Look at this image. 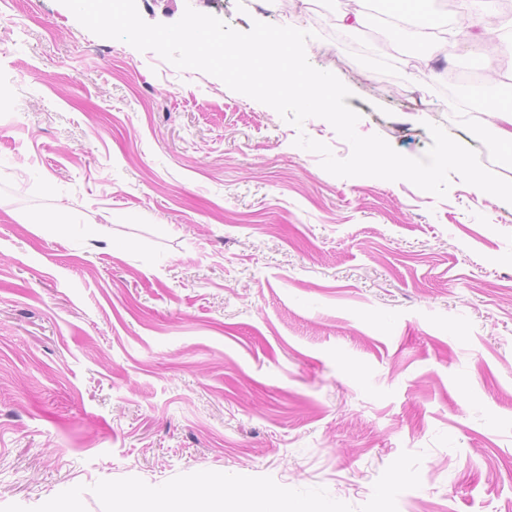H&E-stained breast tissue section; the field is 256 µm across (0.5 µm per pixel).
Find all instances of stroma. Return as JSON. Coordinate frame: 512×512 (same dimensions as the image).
<instances>
[{"label": "stroma", "mask_w": 512, "mask_h": 512, "mask_svg": "<svg viewBox=\"0 0 512 512\" xmlns=\"http://www.w3.org/2000/svg\"><path fill=\"white\" fill-rule=\"evenodd\" d=\"M246 32L313 31L359 134L422 157L434 123L512 180L497 134L421 48L353 59L347 0H136ZM485 16L453 13L438 71L471 67ZM302 127L204 72L99 37L60 0H0V507L77 485L210 470L325 488L352 507L401 452L398 512H512V204L451 175L340 178Z\"/></svg>", "instance_id": "35a3bbf8"}]
</instances>
